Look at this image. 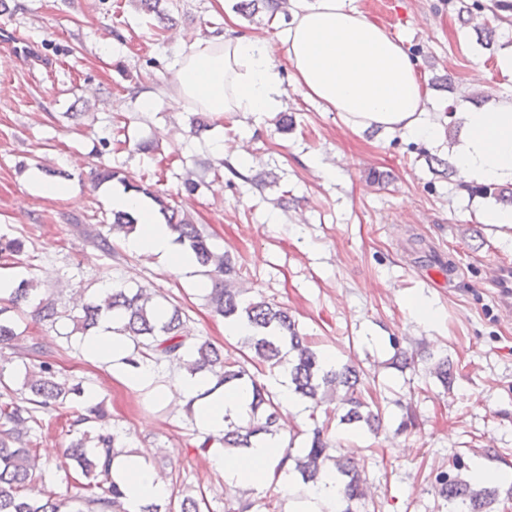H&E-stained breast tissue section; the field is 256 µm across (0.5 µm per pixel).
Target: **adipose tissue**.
Instances as JSON below:
<instances>
[{
    "mask_svg": "<svg viewBox=\"0 0 512 512\" xmlns=\"http://www.w3.org/2000/svg\"><path fill=\"white\" fill-rule=\"evenodd\" d=\"M287 27L274 41L229 37L211 32L186 45L176 58L169 98L175 105L195 102L216 120L240 113L264 118L282 107V82L276 57H283L303 95L325 110L339 113L354 130L375 128L424 139L434 138L437 127L425 109L427 90L400 39L360 10L355 0H291ZM460 142L452 157L459 171L475 182L512 184V99L482 110L463 109ZM112 207L137 213L140 222L124 240L137 254L169 259L175 270L190 274L196 263L174 242L167 225L158 223L147 203L122 192L112 195ZM92 358L112 364L113 376L126 385L155 387L160 400L191 406L196 429L222 435L229 422L247 417L251 398L245 388H215L208 376H182L176 391L157 387L156 366L144 360L127 367V343L104 324L83 340ZM279 437L264 436L253 447L218 451L213 466L224 475L225 492L242 484H262L277 473L283 490L291 492L289 512H337L339 481L327 472L314 484L297 487L292 464L283 463ZM110 476L125 491L129 512L161 500L166 488L156 480L144 454L117 455Z\"/></svg>",
    "mask_w": 512,
    "mask_h": 512,
    "instance_id": "adipose-tissue-1",
    "label": "adipose tissue"
}]
</instances>
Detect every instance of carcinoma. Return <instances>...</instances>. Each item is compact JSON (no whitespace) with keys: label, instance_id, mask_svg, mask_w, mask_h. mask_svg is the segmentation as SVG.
<instances>
[{"label":"carcinoma","instance_id":"1","mask_svg":"<svg viewBox=\"0 0 512 512\" xmlns=\"http://www.w3.org/2000/svg\"><path fill=\"white\" fill-rule=\"evenodd\" d=\"M164 0H139L141 8L156 14L163 22L161 32L172 28L176 19L161 8ZM241 7L251 18L259 12L270 15L285 10L288 0H244ZM489 10L492 13L511 11L507 0H491L486 5L473 0L468 12ZM94 187L113 181L123 191L143 195L153 205L156 216L175 234V243L191 254L199 272L208 276L211 288L206 294L207 304L215 315L226 321L242 320L253 329L241 339L249 353L236 357L224 352L208 339L190 334L186 315L180 305L171 301L155 300L150 289L111 288L108 291L79 300L69 308L55 298H42L33 302L36 284L32 279H15L9 291L11 308L18 311L31 308L35 321L55 327L63 320L73 322V329L62 334L68 339L74 333L84 336L97 328L101 321L112 319V331L127 337L132 353L125 362L138 366L139 361L150 359L155 364L178 363L190 375H210L218 386H251L249 419L231 423L219 438L226 448H250L261 435H275L280 426V404L266 385L259 383L250 368L263 366L271 371L288 372L293 392L308 399L313 410H322L324 420L314 424L308 443L300 454L285 449L283 461H293L294 470L304 484L319 479L326 462H334L341 484V512H355L353 506L367 499L364 479L357 463L350 458H336L331 449L336 442L330 435L334 419L374 436L381 433V410H373L377 403L369 391L370 375L363 368L338 363L324 367L322 354L307 337L301 335L296 320L288 308L266 300L246 301L237 283L243 278V266L229 252L212 247L208 237L193 224L169 195L150 185L135 184L119 176L110 165L98 164L92 172ZM138 217L122 210L112 211L109 234H96L93 245L106 255L112 254V239L126 237L136 229ZM25 243L19 238L0 236V257L13 258L24 252ZM0 308V345H10L24 335L18 319L6 315ZM20 363L12 372L23 374L18 391L23 404L13 401L0 403V512H126L123 489L109 477L112 459L122 452L125 441L107 423L104 401L81 403L73 420L75 436L66 447V470L70 482L65 492L47 489L43 471L39 469L34 449L30 448L33 432L43 427L50 418L68 403H80L85 390L81 383H73L56 367L55 361L44 355L37 344L18 346ZM430 373L443 386L451 383L453 370L448 358L434 362ZM438 494L446 502L448 512H491L498 492L478 487L461 476L438 477ZM205 499L190 492H181L178 498L164 503L145 504L139 512H202Z\"/></svg>","mask_w":512,"mask_h":512}]
</instances>
